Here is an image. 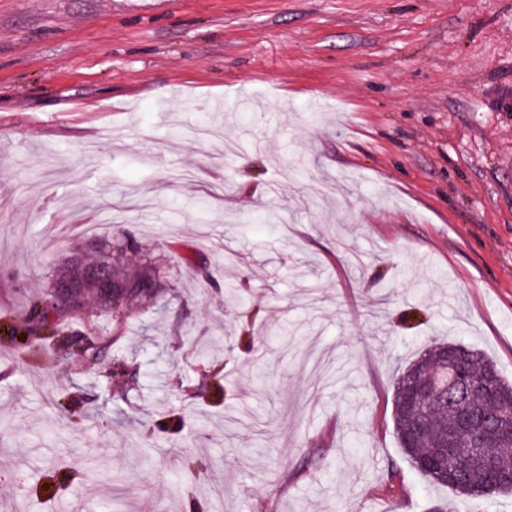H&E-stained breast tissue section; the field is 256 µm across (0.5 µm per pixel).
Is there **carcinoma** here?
Masks as SVG:
<instances>
[{
    "label": "carcinoma",
    "instance_id": "obj_1",
    "mask_svg": "<svg viewBox=\"0 0 512 512\" xmlns=\"http://www.w3.org/2000/svg\"><path fill=\"white\" fill-rule=\"evenodd\" d=\"M103 256L104 253L98 251L85 260H75L61 272L58 281L71 283L76 286V290L69 298L58 302L55 314L39 308L36 301L32 303L30 315L42 329L56 328L57 320L63 318L64 314L80 311L92 298L102 305L116 301L131 304L135 301L150 302L163 292L164 284L159 267L127 268L118 262L112 265V288L85 285L84 268L98 263ZM139 283H152L154 287L132 289V286ZM100 354L99 339L94 337L85 342L84 365L87 371H97ZM452 361L462 370L467 381L477 383L493 375L497 379L499 391L504 395H512V383L503 379L496 365L485 355L462 344L435 341L409 362L393 381L394 431L403 453L429 481L468 498L490 500L500 495L499 488L490 482L492 471H512V415L500 414L496 403L487 399L481 391L474 389L469 392L467 407L478 416L493 417L498 433V439L487 447H481L475 435L470 433H458L455 440H448L449 431L456 424L457 410L446 399L425 393L411 408L403 407V396L413 374L431 373L437 380L450 372ZM443 446L455 449L444 459L445 467H452L458 454L464 458L465 475L456 484L446 482L436 470L420 468L423 460L435 455Z\"/></svg>",
    "mask_w": 512,
    "mask_h": 512
}]
</instances>
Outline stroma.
Returning a JSON list of instances; mask_svg holds the SVG:
<instances>
[{
    "mask_svg": "<svg viewBox=\"0 0 512 512\" xmlns=\"http://www.w3.org/2000/svg\"><path fill=\"white\" fill-rule=\"evenodd\" d=\"M116 247L161 305L29 336ZM446 339L512 381V0H0V512H512L399 447Z\"/></svg>",
    "mask_w": 512,
    "mask_h": 512,
    "instance_id": "stroma-1",
    "label": "stroma"
}]
</instances>
